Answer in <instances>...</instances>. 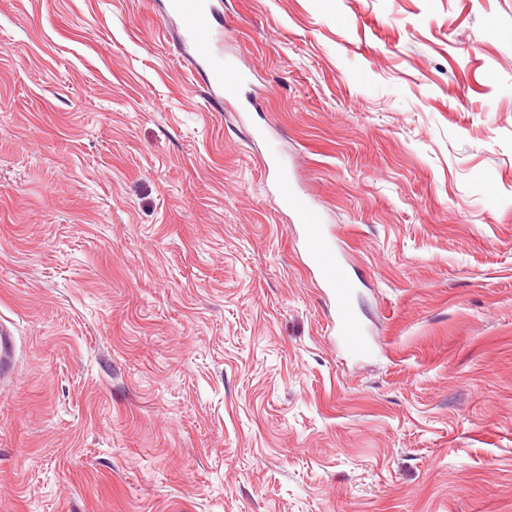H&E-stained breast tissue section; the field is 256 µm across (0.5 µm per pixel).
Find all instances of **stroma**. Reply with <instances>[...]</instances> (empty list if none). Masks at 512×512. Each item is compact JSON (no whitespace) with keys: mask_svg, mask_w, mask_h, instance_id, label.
<instances>
[{"mask_svg":"<svg viewBox=\"0 0 512 512\" xmlns=\"http://www.w3.org/2000/svg\"><path fill=\"white\" fill-rule=\"evenodd\" d=\"M213 2L0 0V512H512V0ZM168 8L182 19L184 41L192 46L208 88L219 91L223 99L237 97L247 76L233 62H224L222 36L213 26L209 0H169ZM282 199L292 211L296 224L302 229V248L310 263L319 274L323 286L328 288L336 301V320L333 327L345 346L354 352L364 351L368 342L361 318L351 303L354 285L338 259L323 224L322 215L314 206L287 182ZM15 349L14 336L10 329L0 322V379L10 369Z\"/></svg>","mask_w":512,"mask_h":512,"instance_id":"obj_1","label":"stroma"}]
</instances>
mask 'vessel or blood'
<instances>
[{
	"label": "vessel or blood",
	"mask_w": 512,
	"mask_h": 512,
	"mask_svg": "<svg viewBox=\"0 0 512 512\" xmlns=\"http://www.w3.org/2000/svg\"><path fill=\"white\" fill-rule=\"evenodd\" d=\"M168 8L180 16L184 40L192 46L197 67L208 88L226 97L238 96L246 76L233 62L224 58L222 36L213 26V9L209 0H168ZM282 199L292 211L295 222L301 226L302 248L306 256L324 287L335 297L334 326L338 335L351 351H364L368 342L361 318L351 303L353 283L329 240L320 212L295 190H285Z\"/></svg>",
	"instance_id": "vessel-or-blood-1"
}]
</instances>
